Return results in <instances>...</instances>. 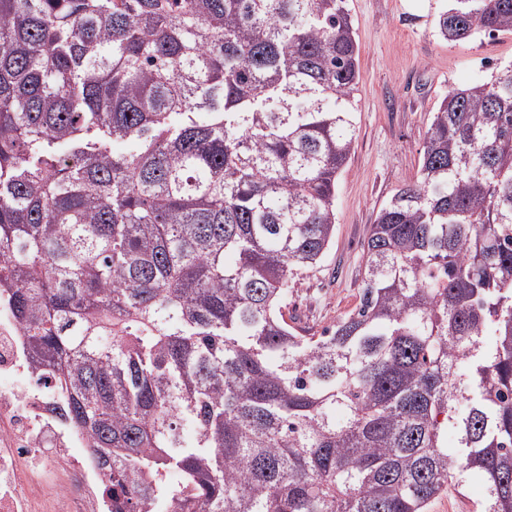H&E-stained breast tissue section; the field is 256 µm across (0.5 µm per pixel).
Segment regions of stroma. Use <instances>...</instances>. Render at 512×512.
I'll use <instances>...</instances> for the list:
<instances>
[{
    "label": "stroma",
    "mask_w": 512,
    "mask_h": 512,
    "mask_svg": "<svg viewBox=\"0 0 512 512\" xmlns=\"http://www.w3.org/2000/svg\"><path fill=\"white\" fill-rule=\"evenodd\" d=\"M447 0H347L360 45L354 151L336 186V233L317 267L296 280L288 314L317 336L359 302L364 237L381 206L419 175L431 116L449 87L490 80L512 62V34L459 43L435 28ZM481 482L466 477L426 512H475Z\"/></svg>",
    "instance_id": "stroma-1"
}]
</instances>
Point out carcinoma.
Returning <instances> with one entry per match:
<instances>
[{"instance_id":"carcinoma-1","label":"carcinoma","mask_w":512,"mask_h":512,"mask_svg":"<svg viewBox=\"0 0 512 512\" xmlns=\"http://www.w3.org/2000/svg\"><path fill=\"white\" fill-rule=\"evenodd\" d=\"M359 55L346 0H0V298L114 512H426L470 473L512 512V65L448 88L358 305L285 318Z\"/></svg>"}]
</instances>
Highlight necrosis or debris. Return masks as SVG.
<instances>
[{"label":"necrosis or debris","instance_id":"1","mask_svg":"<svg viewBox=\"0 0 512 512\" xmlns=\"http://www.w3.org/2000/svg\"><path fill=\"white\" fill-rule=\"evenodd\" d=\"M0 368L30 376L21 333L8 306H0ZM57 396L21 389L0 391V466L12 468L7 491L0 492V512H111L101 497L103 474L82 437L58 420ZM39 454L41 464L28 471Z\"/></svg>","mask_w":512,"mask_h":512}]
</instances>
